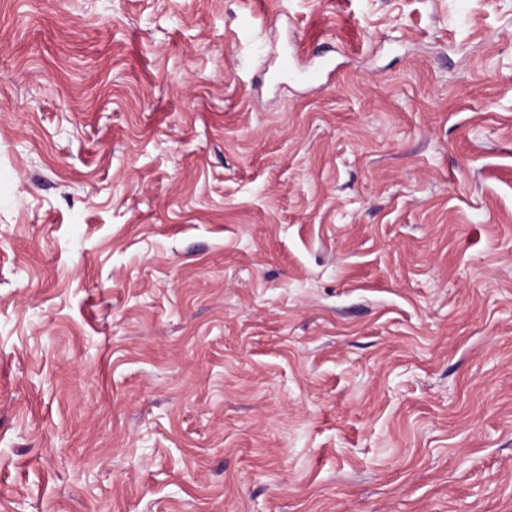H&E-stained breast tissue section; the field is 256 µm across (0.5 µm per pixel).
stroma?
I'll list each match as a JSON object with an SVG mask.
<instances>
[{"mask_svg":"<svg viewBox=\"0 0 512 512\" xmlns=\"http://www.w3.org/2000/svg\"><path fill=\"white\" fill-rule=\"evenodd\" d=\"M0 512H512V0H0ZM277 73L281 78H301L311 84H317L322 81V69H302L295 61V57L293 55L288 56V53L282 54L279 57Z\"/></svg>","mask_w":512,"mask_h":512,"instance_id":"35a3bbf8","label":"stroma"}]
</instances>
